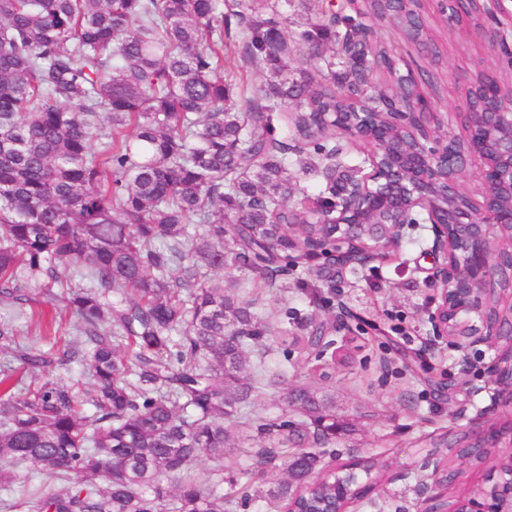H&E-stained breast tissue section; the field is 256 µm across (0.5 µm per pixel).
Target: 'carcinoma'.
<instances>
[{
    "label": "carcinoma",
    "mask_w": 512,
    "mask_h": 512,
    "mask_svg": "<svg viewBox=\"0 0 512 512\" xmlns=\"http://www.w3.org/2000/svg\"><path fill=\"white\" fill-rule=\"evenodd\" d=\"M347 14L303 39L338 41L360 27ZM282 21L259 16L242 33L269 79L266 104L238 112L217 76L223 0H0V301L32 302L31 285L61 288L77 339L48 351L23 345L16 310L0 315V484L37 467L38 488L8 512H224L255 501L244 469L222 494L190 471L224 457L227 420L252 400L247 351L269 323L209 271L232 264L269 288L307 259L314 228L289 204L288 143L272 114L297 110L306 168L333 194V129L316 112L342 109L308 72L288 78ZM98 148H93V144ZM181 269L175 278L173 268ZM73 277L82 281L64 292ZM301 346L319 357L314 334ZM78 359L89 381L36 374ZM302 420L261 419L263 465L288 478L270 495L308 506L358 473L324 470L317 450L346 425L297 387Z\"/></svg>",
    "instance_id": "cac0c4a2"
}]
</instances>
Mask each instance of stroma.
I'll return each mask as SVG.
<instances>
[{
	"mask_svg": "<svg viewBox=\"0 0 512 512\" xmlns=\"http://www.w3.org/2000/svg\"><path fill=\"white\" fill-rule=\"evenodd\" d=\"M341 6V0H224V15L236 38L217 73L231 89V105L239 108L245 98L260 97L267 79L262 61L251 56L238 37L242 14L253 10L265 18L287 19L284 34L292 51L286 65L295 77L305 69L309 53L302 32L315 18L329 17ZM426 19L436 31L432 55L410 48L399 32L379 29L375 35L396 58L429 71L427 91L439 109L451 110L448 128L456 133L460 126L455 113L462 106L456 80L490 66L493 57L481 39L463 28H448L437 10H427ZM428 237L426 225H418L391 259L371 262L356 275L342 271L332 282L322 274L323 259L307 260L309 285L305 288L292 284L272 290L250 271L234 266L223 270L224 278L249 283L254 311L272 325L292 311L303 320L313 315L331 319L340 302L351 311L346 328L332 334L337 346L351 352L348 367H334L327 354L318 360L307 357L299 346L287 345L276 334L253 347L249 359L263 361L267 377L251 409L271 418L287 415L290 391L304 382L316 395L331 397L337 419L349 425L348 433L335 444L342 461L377 455L389 464V481L371 493L372 498L385 501L384 512H420L415 482L398 477L399 471L417 466V448L448 431L468 427L479 416L512 414V409L494 399L496 386L487 371L493 356L490 349L474 355L465 370L448 342L433 346L426 341L435 294L433 261L425 252ZM263 445L255 429L241 426L225 448L223 460L204 456L191 469L202 480L220 482L226 492L229 478L252 466L250 450Z\"/></svg>",
	"mask_w": 512,
	"mask_h": 512,
	"instance_id": "obj_1",
	"label": "stroma"
}]
</instances>
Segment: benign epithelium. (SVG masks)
<instances>
[{"instance_id":"7a95c632","label":"benign epithelium","mask_w":512,"mask_h":512,"mask_svg":"<svg viewBox=\"0 0 512 512\" xmlns=\"http://www.w3.org/2000/svg\"><path fill=\"white\" fill-rule=\"evenodd\" d=\"M506 0H453L451 21L458 26L479 13L494 20L488 46L501 56L512 53L501 19L512 21ZM390 28L402 33L424 32L422 19L395 13ZM374 38L373 24L358 35L341 40L346 58L361 56L357 40ZM464 134L439 137L432 125L442 126L434 101L424 94L412 70L398 76L394 89H376L370 82L351 102L352 111L324 116L350 141L371 146L369 169H336V194L330 204L315 203L310 223L334 228L340 248H316L314 255L328 258L331 269L373 262L374 250L383 243L398 246L415 225L413 215L429 224V251L441 259L433 272L435 297L428 312L432 341H446L461 352L467 370L478 345L495 350L489 372L497 394L512 407V340H501L512 330V92L503 91L490 71L478 70L462 85ZM476 169L480 190L462 188L463 177ZM466 448H511L512 419L483 420L465 430ZM498 479L487 492L490 508L469 496L453 508H438L441 494L439 464L433 457L419 469L401 477H414L428 512H512V461L497 468ZM348 494L319 502L304 512H349Z\"/></svg>"}]
</instances>
